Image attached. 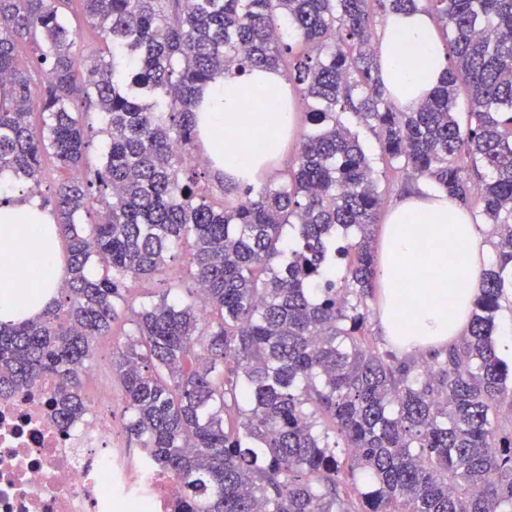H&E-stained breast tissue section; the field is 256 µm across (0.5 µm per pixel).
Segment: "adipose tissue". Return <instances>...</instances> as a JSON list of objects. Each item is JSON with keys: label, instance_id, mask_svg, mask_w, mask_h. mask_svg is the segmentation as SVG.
Instances as JSON below:
<instances>
[{"label": "adipose tissue", "instance_id": "ef3b65f1", "mask_svg": "<svg viewBox=\"0 0 512 512\" xmlns=\"http://www.w3.org/2000/svg\"><path fill=\"white\" fill-rule=\"evenodd\" d=\"M376 52L388 98L405 109L430 97L448 69V49L422 11L388 15ZM251 87L263 99L250 105ZM196 117L206 160L233 182L255 181L296 133L290 88L274 68L217 80L205 89ZM490 251L487 230L447 193L423 182L394 203L380 233L376 278L385 336L409 351L456 343L468 330ZM59 283L53 215L31 196L1 203L0 322L36 318Z\"/></svg>", "mask_w": 512, "mask_h": 512}]
</instances>
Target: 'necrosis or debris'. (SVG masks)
I'll use <instances>...</instances> for the list:
<instances>
[{
	"mask_svg": "<svg viewBox=\"0 0 512 512\" xmlns=\"http://www.w3.org/2000/svg\"><path fill=\"white\" fill-rule=\"evenodd\" d=\"M51 379L0 395V512H175L177 478L129 467L112 424V392L88 393L80 422L61 426Z\"/></svg>",
	"mask_w": 512,
	"mask_h": 512,
	"instance_id": "necrosis-or-debris-1",
	"label": "necrosis or debris"
}]
</instances>
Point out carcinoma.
I'll use <instances>...</instances> for the list:
<instances>
[{
    "label": "carcinoma",
    "mask_w": 512,
    "mask_h": 512,
    "mask_svg": "<svg viewBox=\"0 0 512 512\" xmlns=\"http://www.w3.org/2000/svg\"><path fill=\"white\" fill-rule=\"evenodd\" d=\"M70 2L0 0V83L13 90L0 171L39 185L43 154L72 172L107 136L101 168L53 190L68 277L37 319L0 323V393L52 376L62 421L81 415V373L127 283L188 241L204 317L165 293L132 311L112 363L128 431L182 482V512H512V366L494 340L512 289V0H80L107 43L85 56ZM376 5L424 11L447 37L448 78L410 112L390 107L370 48ZM21 39L46 73L36 92L15 61ZM295 44L311 131L285 179L226 186L237 202L218 206L174 149L194 148L198 95L284 66ZM347 113L388 164L476 201L493 226L467 333L422 362L364 332L381 191ZM96 202L86 233L77 220Z\"/></svg>",
    "instance_id": "carcinoma-1"
}]
</instances>
